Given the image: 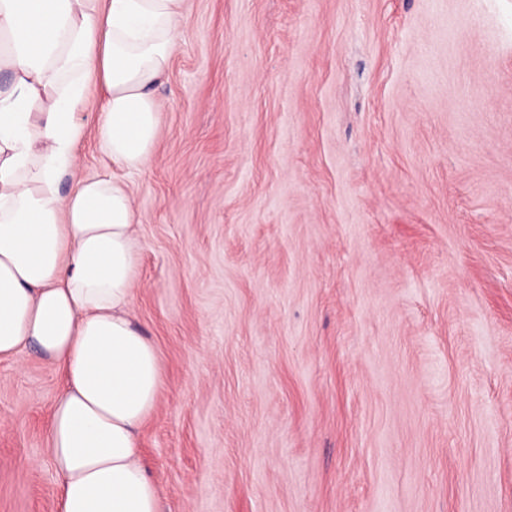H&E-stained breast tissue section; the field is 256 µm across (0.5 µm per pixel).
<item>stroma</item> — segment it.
Here are the masks:
<instances>
[{"instance_id": "35a3bbf8", "label": "stroma", "mask_w": 512, "mask_h": 512, "mask_svg": "<svg viewBox=\"0 0 512 512\" xmlns=\"http://www.w3.org/2000/svg\"><path fill=\"white\" fill-rule=\"evenodd\" d=\"M139 216L162 512H512V0H186ZM62 378L0 358V512Z\"/></svg>"}]
</instances>
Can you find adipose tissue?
I'll return each mask as SVG.
<instances>
[{"instance_id":"ef3b65f1","label":"adipose tissue","mask_w":512,"mask_h":512,"mask_svg":"<svg viewBox=\"0 0 512 512\" xmlns=\"http://www.w3.org/2000/svg\"><path fill=\"white\" fill-rule=\"evenodd\" d=\"M185 3L0 0V355L32 347L62 375L47 426L57 512H161L139 448L163 368L132 315L137 213L77 159L94 81L101 151L145 168Z\"/></svg>"}]
</instances>
